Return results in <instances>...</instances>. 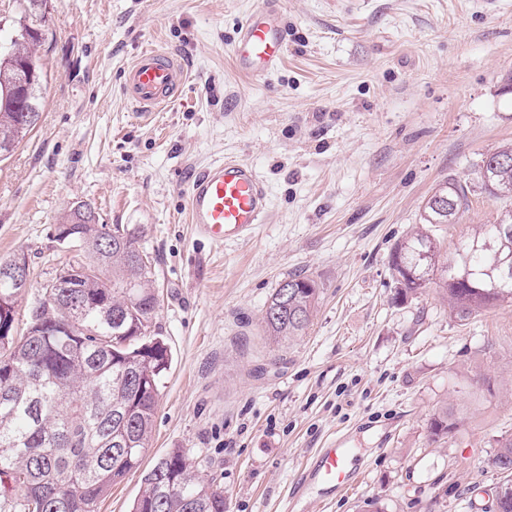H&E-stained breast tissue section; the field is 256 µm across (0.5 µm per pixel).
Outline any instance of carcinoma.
I'll list each match as a JSON object with an SVG mask.
<instances>
[{
  "instance_id": "cac0c4a2",
  "label": "carcinoma",
  "mask_w": 512,
  "mask_h": 512,
  "mask_svg": "<svg viewBox=\"0 0 512 512\" xmlns=\"http://www.w3.org/2000/svg\"><path fill=\"white\" fill-rule=\"evenodd\" d=\"M17 57L35 58L41 40L28 38L38 14L32 0H13ZM22 73L0 60V92ZM13 101L0 96V154L12 153L30 133L14 125ZM475 179L450 178L425 199L424 227L398 242L390 254L396 296L439 287L450 313L467 321L489 307L512 301V211L477 226L439 262L440 246L427 224H458L471 196L512 195V144L482 156ZM101 224H74L79 242L99 234ZM108 261L78 274L86 256L76 251L39 283L23 331L5 334L4 315H16L15 289L0 283V512H98L99 501L128 473L139 469L151 437L170 350L150 334L158 308L152 264L134 252L130 231L114 225ZM263 315L265 333L286 340L307 330L319 286L309 277L286 279ZM110 285L108 303L99 297ZM463 409L448 403L430 422L435 441L457 427ZM493 466L504 489L496 512H512V437L496 442ZM144 484L131 512H224V491L171 448L142 472Z\"/></svg>"
}]
</instances>
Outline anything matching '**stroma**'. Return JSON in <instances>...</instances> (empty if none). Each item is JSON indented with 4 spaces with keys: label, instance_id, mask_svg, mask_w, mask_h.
I'll list each match as a JSON object with an SVG mask.
<instances>
[{
    "label": "stroma",
    "instance_id": "1",
    "mask_svg": "<svg viewBox=\"0 0 512 512\" xmlns=\"http://www.w3.org/2000/svg\"><path fill=\"white\" fill-rule=\"evenodd\" d=\"M283 2L281 64L244 78L232 46L256 0H52L41 118L0 162V258L25 253L38 277L65 264L54 232L76 201L134 233L171 350L142 465L183 449L226 512H482L512 436V303L461 322L431 288L397 301L389 255L438 183L512 141V0ZM146 48L188 76L149 122L120 90ZM227 156L255 167L270 217L220 245L190 224L188 187ZM510 209L478 194L433 233L448 249ZM299 272L319 286L310 326L273 341L266 302ZM450 401L462 419L432 441ZM339 434L356 484L294 496Z\"/></svg>",
    "mask_w": 512,
    "mask_h": 512
}]
</instances>
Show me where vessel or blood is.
Wrapping results in <instances>:
<instances>
[{
  "mask_svg": "<svg viewBox=\"0 0 512 512\" xmlns=\"http://www.w3.org/2000/svg\"><path fill=\"white\" fill-rule=\"evenodd\" d=\"M287 47L282 0H258L237 29L233 64L245 77H262L278 67ZM185 80L184 69L174 55L149 48L124 70L121 89L138 115L149 117L180 96ZM268 213L267 189L248 163L231 158L212 162L191 183L190 222L213 243L251 236ZM357 478L347 440L340 436L303 468L295 490L300 493L317 486L324 491H342Z\"/></svg>",
  "mask_w": 512,
  "mask_h": 512,
  "instance_id": "b4317fda",
  "label": "vessel or blood"
}]
</instances>
